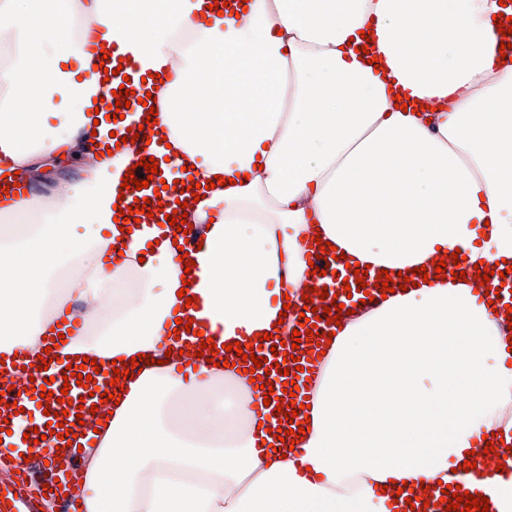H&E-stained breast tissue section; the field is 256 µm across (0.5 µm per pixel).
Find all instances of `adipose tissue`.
<instances>
[{
  "label": "adipose tissue",
  "instance_id": "adipose-tissue-1",
  "mask_svg": "<svg viewBox=\"0 0 512 512\" xmlns=\"http://www.w3.org/2000/svg\"><path fill=\"white\" fill-rule=\"evenodd\" d=\"M203 0H0V157L37 178L94 135L102 75L81 59L88 16L161 83L159 135L198 183L189 211L201 250L190 286L166 227L113 222L131 152L98 157L0 224V350L39 353L68 304L91 323L71 353L153 359L127 380L83 455V512H405L396 494L460 479L485 435L512 443V335L484 292L452 278L418 282L346 319L316 382L309 431L286 457L263 445L262 391L234 369L184 362L171 334L185 301L216 343L291 331L284 291L309 274L310 228L348 263L396 273L460 252L512 265V66L496 57L499 0H247L202 25ZM371 34L378 58L357 50ZM71 111L50 125L53 85ZM432 100L427 114L394 95ZM123 259L109 265L111 249Z\"/></svg>",
  "mask_w": 512,
  "mask_h": 512
}]
</instances>
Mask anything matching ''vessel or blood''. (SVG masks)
<instances>
[{
    "mask_svg": "<svg viewBox=\"0 0 512 512\" xmlns=\"http://www.w3.org/2000/svg\"><path fill=\"white\" fill-rule=\"evenodd\" d=\"M85 52L87 65L91 66L101 61L105 66L117 68L118 73L112 78L113 86H125L126 90L134 92L137 97L136 102L124 109V116H133L138 123H145L149 109L140 103L141 98L145 97L150 90L149 84L142 81L145 64L133 59L131 51L118 42L112 45L111 58L105 60L100 59L97 45H86ZM137 154L141 157L155 158L160 175L150 181L148 188L125 190V205L131 206L136 200L153 197L154 190L158 187L164 188L166 198L172 200L178 198L179 192L174 189L173 183L177 180L188 181V173L181 171L174 162L166 161L157 143L140 145ZM51 355L53 361L49 363L47 370L35 372L34 377L39 381L46 377L52 378L53 393L67 391L69 406L65 407L61 403L52 401L48 404V410L52 413H63V423L66 428L72 429L75 438L72 446L61 447L58 436L48 434L46 426L43 425L39 426L38 431L43 434L44 439L37 443L24 439L22 432L19 431L0 436V467L15 474L14 479L9 480L8 484L0 486V512H40L39 493L43 491L45 485H52L56 480L60 481V488H54L52 492L53 498L57 499L71 492L74 484L84 477L78 465V447L81 443L89 441L90 432L77 420L79 412L77 402L82 399L89 405L100 404L101 393L109 389L111 378L101 373L96 374L95 380L100 391L94 395L89 394L87 389L78 386L76 377L66 378L62 375L67 365L72 363V356L63 353L59 348L52 350ZM288 378L294 380L298 387L296 402L304 403L311 386L307 373L294 370L286 376L274 374L272 377L274 390H282L283 382ZM28 452L32 453L33 458L27 462L24 461L23 456Z\"/></svg>",
    "mask_w": 512,
    "mask_h": 512,
    "instance_id": "1",
    "label": "vessel or blood"
}]
</instances>
